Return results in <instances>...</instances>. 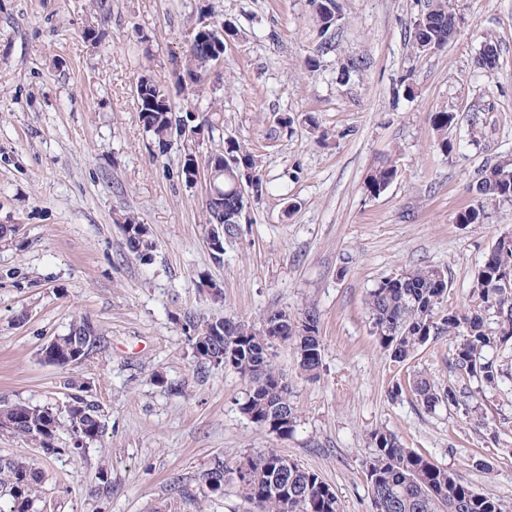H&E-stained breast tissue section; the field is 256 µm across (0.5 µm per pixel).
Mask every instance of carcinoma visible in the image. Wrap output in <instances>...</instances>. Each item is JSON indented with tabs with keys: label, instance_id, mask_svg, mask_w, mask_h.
I'll return each mask as SVG.
<instances>
[{
	"label": "carcinoma",
	"instance_id": "carcinoma-1",
	"mask_svg": "<svg viewBox=\"0 0 512 512\" xmlns=\"http://www.w3.org/2000/svg\"><path fill=\"white\" fill-rule=\"evenodd\" d=\"M459 18L449 11L444 0H435L412 28V41L418 52L422 43L442 51L458 31ZM496 47L488 42L473 58L472 65L481 73L497 68ZM174 77L180 89L194 92L201 86L196 79L207 66V59L186 49L171 58ZM139 119L157 144L165 149L174 133L176 119L171 100H161L159 87L148 74L141 75L135 87ZM431 118L440 132L438 148L453 150L448 129L455 124L456 113L436 111ZM233 156L239 167L258 168L257 156L235 139L222 140V149L209 154L213 159ZM397 176L392 164L375 167L368 176L367 188L373 194L384 191ZM216 201L206 207L207 225H218L230 235L239 230L243 210L237 206L238 193L233 181L224 174L214 179ZM479 204L457 215L460 224H481L484 204L512 201V164L497 162L485 166L472 185ZM127 249L145 260L153 251L147 228L127 213L117 219ZM448 292V279L437 269L414 268L381 281L367 300L374 335L391 361L401 364L412 359L430 340L441 336L452 346L450 368L460 381L471 384L468 394L475 397L488 388L497 387L504 376V365L497 354L512 348V234L498 236L474 277L478 304L463 313L442 310ZM281 312L278 329L265 335L261 327L244 321H200L184 318L182 329L191 350L204 342L216 347L228 345L224 368L240 375L248 393L243 412L257 426L265 427L270 411H288V433L297 423L291 402V390L283 383L279 371L266 350L288 337L293 345L300 372L310 378L318 376L322 359L309 351L322 350L319 316L315 309L306 310L302 329L293 332L292 323ZM231 336L226 340L223 335ZM101 337L91 321L82 317L73 322L67 333L53 337L52 354L58 367L69 365L75 352L87 358L100 347ZM416 400L432 411L440 405L460 403L467 394L455 384L441 386L426 376L416 375L408 381ZM77 410L51 419L53 408L29 403L0 404V428L32 441L44 459L62 455L81 457L88 445L103 432L99 406L82 395V388L71 395ZM66 427L75 444L60 448L57 432ZM371 445L365 470L369 480L375 512H512V506L494 497L478 493L455 474L434 464L428 457L404 447L388 430L376 429L369 434ZM45 473L37 462L0 457V512H31L32 504L44 482ZM231 481L241 497L256 504L262 512H343L342 502L334 490L317 473L297 461L269 448L246 456L234 465L221 457L198 476V484L217 494Z\"/></svg>",
	"mask_w": 512,
	"mask_h": 512
}]
</instances>
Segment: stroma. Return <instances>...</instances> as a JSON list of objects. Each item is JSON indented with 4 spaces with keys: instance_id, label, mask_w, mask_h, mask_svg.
Here are the masks:
<instances>
[{
    "instance_id": "1",
    "label": "stroma",
    "mask_w": 512,
    "mask_h": 512,
    "mask_svg": "<svg viewBox=\"0 0 512 512\" xmlns=\"http://www.w3.org/2000/svg\"><path fill=\"white\" fill-rule=\"evenodd\" d=\"M429 0H339L331 51L320 52L311 0H0V403L66 405L67 381L100 407L104 430L85 457L42 462L36 512H249L234 484L220 495L197 477L276 449L320 475L344 512H374L364 462L368 435L394 432L476 492L512 503V377L465 407L425 410L397 380L448 384L450 345L428 342L404 365L372 333L371 289L418 267L445 273V309L472 303L474 275L495 239L512 233V202L460 224L489 163L512 160V0H448L460 29L443 51L410 38ZM236 31L200 93L180 92L170 59L200 17ZM99 25V47L82 37ZM494 72H473L485 41ZM317 69H308L309 59ZM365 66L350 77L352 59ZM149 73L176 116L224 115V134L260 160L270 192L252 202L216 262L205 242V183L187 185V154L221 140L172 136L158 149L139 119L135 83ZM456 113L450 153L432 112ZM390 163L396 180L372 194L366 178ZM134 214L155 242L127 251L116 219ZM217 283L222 298L201 287ZM320 317L322 366L299 374L292 345L271 350L297 410L281 438L242 410L247 385L197 360L181 327L200 320L260 324L273 310ZM86 317L104 346L59 369L40 349ZM107 467L110 489L96 472ZM196 497L172 493L173 478Z\"/></svg>"
}]
</instances>
